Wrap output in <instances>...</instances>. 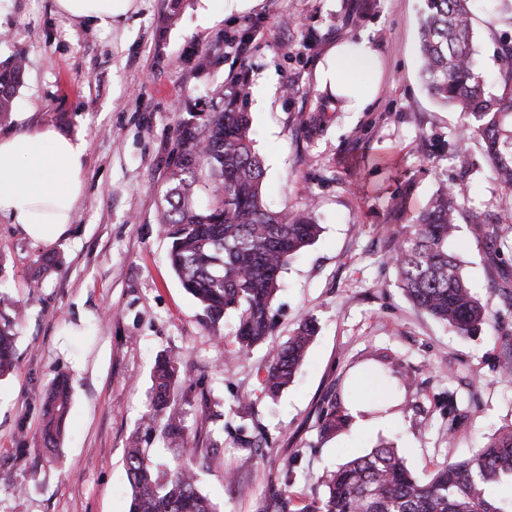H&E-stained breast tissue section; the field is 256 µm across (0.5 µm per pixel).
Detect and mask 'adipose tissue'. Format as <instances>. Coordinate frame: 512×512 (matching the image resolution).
<instances>
[{"label":"adipose tissue","mask_w":512,"mask_h":512,"mask_svg":"<svg viewBox=\"0 0 512 512\" xmlns=\"http://www.w3.org/2000/svg\"><path fill=\"white\" fill-rule=\"evenodd\" d=\"M57 13L98 30L111 28L132 0H54ZM346 112H361L378 94L379 52L368 38L336 43L316 73ZM86 141L46 125L28 132L0 134V217L18 225L32 241L53 244L69 229L83 197Z\"/></svg>","instance_id":"1"}]
</instances>
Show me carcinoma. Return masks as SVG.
Instances as JSON below:
<instances>
[{
  "label": "carcinoma",
  "mask_w": 512,
  "mask_h": 512,
  "mask_svg": "<svg viewBox=\"0 0 512 512\" xmlns=\"http://www.w3.org/2000/svg\"><path fill=\"white\" fill-rule=\"evenodd\" d=\"M471 0H423L421 12L422 77L430 95L462 117L461 135L478 138L492 174L504 189L503 205L512 209V45H501L497 79L502 92L490 90L475 58ZM23 57L0 63V120L13 109L23 77ZM239 93L210 100L208 122L178 125L167 158L168 178L160 229L171 241L170 266L202 310L213 332L235 315V343L241 355L272 333V300L289 261L311 246L320 233L315 209L271 208L263 196L264 166L255 151L252 123L238 107ZM207 201H199L200 194ZM461 193L438 192L418 215L409 234L389 257L413 305L448 324L461 336L488 322L479 298L464 278L461 264L448 251L458 231ZM316 332L310 319L277 347L263 379L275 395L294 378ZM381 372L398 388L411 385L408 375L387 356L378 357ZM15 366L11 322L0 325V376ZM177 384L173 362L158 361L148 420L177 448L183 447L179 413L173 405ZM71 385L59 377L44 396L41 438L45 449L58 450L69 416ZM350 416L333 407L323 429L338 432ZM192 449L169 471L158 472L133 437L125 451L131 486L129 512H217L198 488ZM512 477V427L491 437L473 455L439 468L419 483L394 447L381 444L352 458L322 480L323 496L297 500L289 484L273 486L257 502L256 512H512L488 497V485Z\"/></svg>",
  "instance_id": "carcinoma-1"
}]
</instances>
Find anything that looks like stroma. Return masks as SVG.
Listing matches in <instances>:
<instances>
[{"label": "stroma", "instance_id": "35a3bbf8", "mask_svg": "<svg viewBox=\"0 0 512 512\" xmlns=\"http://www.w3.org/2000/svg\"><path fill=\"white\" fill-rule=\"evenodd\" d=\"M133 0L108 30L77 32L54 0H6L0 61L25 60L0 132L43 124L82 133L85 189L73 224L53 246L0 219V317L14 321L17 362L0 377V512H129L125 449L139 436L160 469L179 451L148 427L151 373L177 359L182 436L196 451L199 488L218 512H255L269 484L301 500L322 496L323 475L379 442L398 448L419 482L512 426V250L474 231L512 226L503 190L478 143L462 141L458 112L421 80L422 0ZM480 70L496 72L512 22L474 0ZM368 38L382 61L379 94L344 112L315 73L331 46ZM210 58L196 66L198 53ZM273 80L258 103L253 88ZM239 87L263 160V194L275 208L315 204L322 232L284 270L272 337L235 353L234 316L221 338L199 320L159 232L161 188L177 123L204 124L215 89ZM463 187L449 249L491 324L458 336L417 311L387 257L418 211L444 187ZM52 265H45V258ZM319 331L299 374L277 397L262 388L273 351L299 322ZM412 376L391 391L377 356ZM69 371L73 397L58 451L42 443L41 397ZM389 401L388 425L321 429L333 399ZM240 468L229 484L224 472Z\"/></svg>", "mask_w": 512, "mask_h": 512}]
</instances>
